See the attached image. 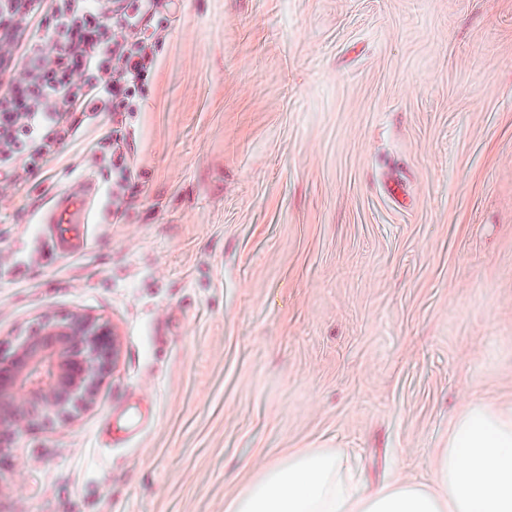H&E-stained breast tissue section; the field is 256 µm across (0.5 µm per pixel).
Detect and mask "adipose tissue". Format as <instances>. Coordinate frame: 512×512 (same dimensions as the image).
<instances>
[{"label": "adipose tissue", "mask_w": 512, "mask_h": 512, "mask_svg": "<svg viewBox=\"0 0 512 512\" xmlns=\"http://www.w3.org/2000/svg\"><path fill=\"white\" fill-rule=\"evenodd\" d=\"M432 483L370 489L341 457L307 451L270 465L229 512H512V403L464 411Z\"/></svg>", "instance_id": "1"}]
</instances>
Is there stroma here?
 I'll use <instances>...</instances> for the list:
<instances>
[{
	"label": "stroma",
	"instance_id": "35a3bbf8",
	"mask_svg": "<svg viewBox=\"0 0 512 512\" xmlns=\"http://www.w3.org/2000/svg\"><path fill=\"white\" fill-rule=\"evenodd\" d=\"M151 26L129 111L0 187V354L74 315L119 344L64 422L0 419V512H227L317 449L429 482L462 412L512 401V0H176ZM90 178L86 249H46ZM98 187L88 180L82 194L74 195L67 191L56 194L41 223L46 229V239L52 248L69 254H79L85 249L83 241L63 243L62 234L57 227L63 224H91L92 211L95 206Z\"/></svg>",
	"mask_w": 512,
	"mask_h": 512
}]
</instances>
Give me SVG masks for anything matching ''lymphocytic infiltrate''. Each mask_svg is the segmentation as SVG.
<instances>
[{
  "instance_id": "f902f5d3",
  "label": "lymphocytic infiltrate",
  "mask_w": 512,
  "mask_h": 512,
  "mask_svg": "<svg viewBox=\"0 0 512 512\" xmlns=\"http://www.w3.org/2000/svg\"><path fill=\"white\" fill-rule=\"evenodd\" d=\"M160 0H0V175L19 180L78 141L155 65Z\"/></svg>"
}]
</instances>
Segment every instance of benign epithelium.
<instances>
[{"label":"benign epithelium","instance_id":"benign-epithelium-1","mask_svg":"<svg viewBox=\"0 0 512 512\" xmlns=\"http://www.w3.org/2000/svg\"><path fill=\"white\" fill-rule=\"evenodd\" d=\"M117 351L106 322L74 316L44 323L0 358V414L32 421L91 400Z\"/></svg>","mask_w":512,"mask_h":512}]
</instances>
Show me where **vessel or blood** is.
Segmentation results:
<instances>
[{
    "label": "vessel or blood",
    "mask_w": 512,
    "mask_h": 512,
    "mask_svg": "<svg viewBox=\"0 0 512 512\" xmlns=\"http://www.w3.org/2000/svg\"><path fill=\"white\" fill-rule=\"evenodd\" d=\"M97 194V186L89 182L86 183L82 194L75 195L63 191L53 197L49 209L42 218L49 246L70 254H78L84 251L85 245L83 242L64 241L58 228L63 224L90 223Z\"/></svg>",
    "instance_id": "obj_1"
}]
</instances>
